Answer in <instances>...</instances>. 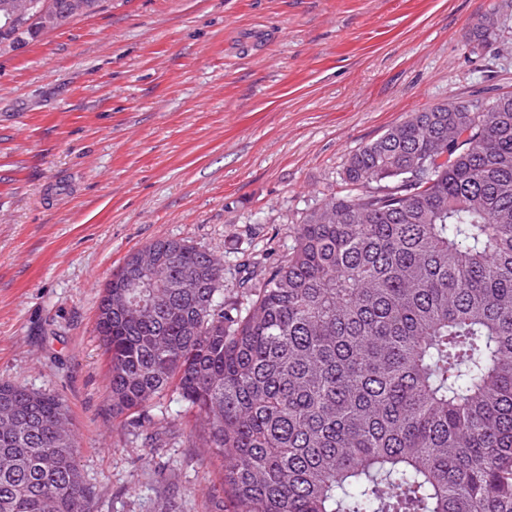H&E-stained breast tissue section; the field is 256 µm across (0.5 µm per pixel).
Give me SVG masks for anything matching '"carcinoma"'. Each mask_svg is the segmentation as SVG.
I'll return each mask as SVG.
<instances>
[{
    "label": "carcinoma",
    "mask_w": 512,
    "mask_h": 512,
    "mask_svg": "<svg viewBox=\"0 0 512 512\" xmlns=\"http://www.w3.org/2000/svg\"><path fill=\"white\" fill-rule=\"evenodd\" d=\"M99 2L0 0V46ZM488 107L435 105L354 153L352 193L295 225L243 308L222 257L142 248L98 306L112 413L177 394L233 512H512V95ZM0 512H92L68 407L8 381Z\"/></svg>",
    "instance_id": "cac0c4a2"
}]
</instances>
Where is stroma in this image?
<instances>
[{"mask_svg":"<svg viewBox=\"0 0 512 512\" xmlns=\"http://www.w3.org/2000/svg\"><path fill=\"white\" fill-rule=\"evenodd\" d=\"M495 39L472 48L477 19ZM512 93V0H102L0 52V380L69 406L94 512H224L176 394L112 413L100 293L161 238L244 303L349 158L416 112ZM496 29L497 19L493 14L481 16L469 33V42L476 45L490 42L496 35Z\"/></svg>","mask_w":512,"mask_h":512,"instance_id":"1","label":"stroma"}]
</instances>
